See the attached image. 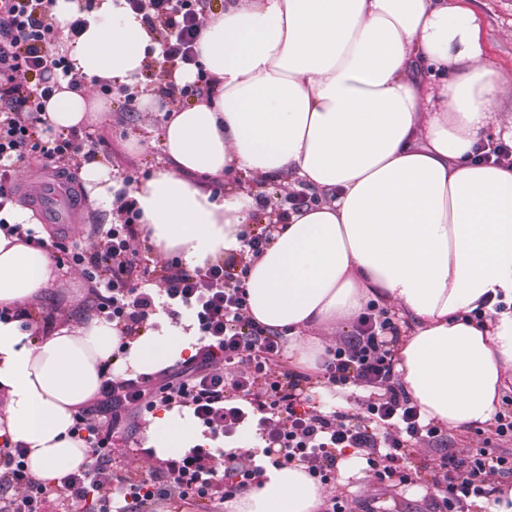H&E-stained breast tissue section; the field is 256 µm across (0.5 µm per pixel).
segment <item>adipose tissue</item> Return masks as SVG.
I'll return each mask as SVG.
<instances>
[{"mask_svg": "<svg viewBox=\"0 0 512 512\" xmlns=\"http://www.w3.org/2000/svg\"><path fill=\"white\" fill-rule=\"evenodd\" d=\"M77 38L56 44L87 79L133 85L156 47L141 15L99 0ZM198 59L215 81L171 108L167 163L131 197L159 257L193 269L239 249L255 213L245 188L213 196L195 174L305 183L319 204L278 225L249 263L251 317L288 333L311 364L368 303L409 324L395 368L425 418L451 430L490 424L512 382V167L475 161L490 126L512 135V72L490 58L483 21L462 0H224ZM57 130L99 122L98 97L60 85ZM45 249L0 229V308L55 282ZM87 317L38 337L0 320V443L23 444L33 475L57 482L87 461L76 407L106 375L152 373L191 355L189 316L119 350ZM165 459L200 439L191 411L148 419ZM328 493L300 466L270 469L224 512H320Z\"/></svg>", "mask_w": 512, "mask_h": 512, "instance_id": "1", "label": "adipose tissue"}]
</instances>
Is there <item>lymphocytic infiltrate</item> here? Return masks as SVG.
I'll return each instance as SVG.
<instances>
[{
  "label": "lymphocytic infiltrate",
  "mask_w": 512,
  "mask_h": 512,
  "mask_svg": "<svg viewBox=\"0 0 512 512\" xmlns=\"http://www.w3.org/2000/svg\"><path fill=\"white\" fill-rule=\"evenodd\" d=\"M161 36L162 62L196 65L202 16L211 0H124ZM54 0H0V209L16 194L14 173L30 157L44 168L67 174L83 157L84 145L106 147L105 138L78 129L45 136L47 100L58 79L82 91L85 77L49 46L59 26L79 35L82 19L59 22ZM133 173L115 192L123 217L97 225V244L43 239L25 224H13L18 240L62 252L67 267L80 270L93 295L91 311L112 324L121 338L138 336L149 321L190 315L199 332L195 354L154 373L104 381L97 398L74 411L72 434L84 442L88 462L46 483L28 469L22 445L0 444V512H151L159 504L221 505L251 486L268 469L294 464L327 484L336 478V456L352 453L386 489L421 484L435 491V512H469L473 499H491L496 480L512 478V416H499L497 448L448 446L445 429L425 419L394 370L392 346L399 320L387 308L369 305L350 334L326 349L318 374L285 366V338L248 314L243 283L248 259L261 254L278 225L291 213L317 203L302 188L275 197L255 194L268 224L246 231L242 251L192 270L179 260L161 268L146 265L134 241L142 235L140 212L128 199ZM351 395L363 413L349 417L324 404L318 391ZM190 408L206 438L183 453L155 459L152 449L116 454V440H130L136 421L156 408ZM439 449L436 467L413 464L420 446ZM154 459L148 470L132 467L131 456Z\"/></svg>",
  "instance_id": "f902f5d3"
}]
</instances>
